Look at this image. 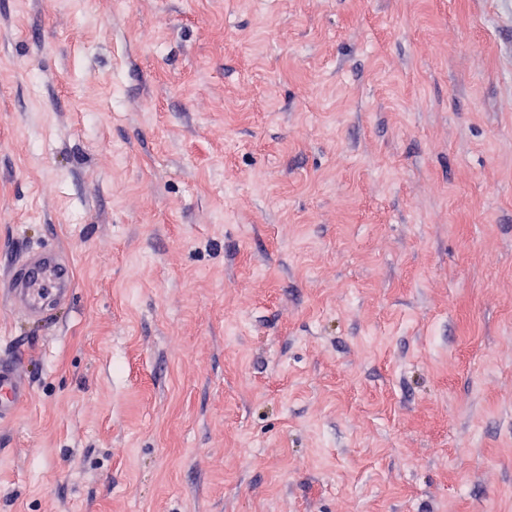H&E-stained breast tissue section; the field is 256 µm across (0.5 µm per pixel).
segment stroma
Returning <instances> with one entry per match:
<instances>
[{
    "instance_id": "1",
    "label": "stroma",
    "mask_w": 512,
    "mask_h": 512,
    "mask_svg": "<svg viewBox=\"0 0 512 512\" xmlns=\"http://www.w3.org/2000/svg\"><path fill=\"white\" fill-rule=\"evenodd\" d=\"M496 0H0V512H512ZM74 289L68 258L57 248L28 249L0 277V294L13 312L29 321L46 323L51 311L67 305ZM23 359L17 349L0 357V420L13 417L30 396L29 385L19 374Z\"/></svg>"
}]
</instances>
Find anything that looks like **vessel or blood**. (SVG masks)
I'll return each mask as SVG.
<instances>
[{
    "label": "vessel or blood",
    "instance_id": "vessel-or-blood-1",
    "mask_svg": "<svg viewBox=\"0 0 512 512\" xmlns=\"http://www.w3.org/2000/svg\"><path fill=\"white\" fill-rule=\"evenodd\" d=\"M74 289V274L68 258L56 248L28 249L0 277V296L13 312L38 323L47 322L55 308L67 305ZM20 351L0 356V420L14 416L30 396L19 374Z\"/></svg>",
    "mask_w": 512,
    "mask_h": 512
}]
</instances>
